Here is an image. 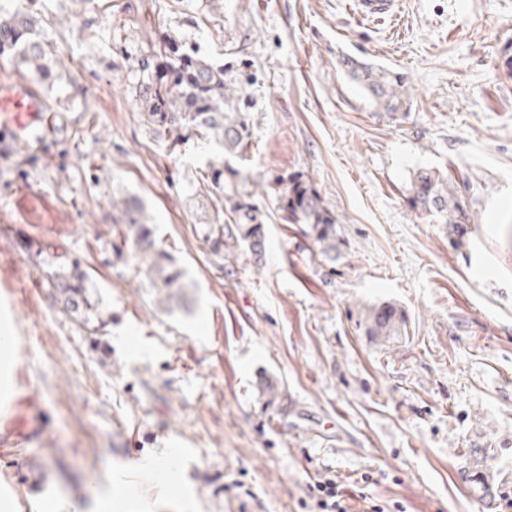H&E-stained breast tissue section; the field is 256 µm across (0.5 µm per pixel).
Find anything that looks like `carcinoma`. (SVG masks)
Wrapping results in <instances>:
<instances>
[{
  "label": "carcinoma",
  "instance_id": "obj_1",
  "mask_svg": "<svg viewBox=\"0 0 512 512\" xmlns=\"http://www.w3.org/2000/svg\"><path fill=\"white\" fill-rule=\"evenodd\" d=\"M36 21L29 10H19L12 17L0 20V55L13 52L40 73L49 70L50 49L34 37ZM165 60L145 68H153L137 87V97L153 130L167 137L169 148L179 145L181 130L191 127L202 138L218 140L224 154L246 159L252 142L248 113L234 104L239 88L226 78L224 67L204 56L180 50L177 44L162 52ZM345 74L356 81L376 108L395 114L408 99L404 76L387 66L366 62L348 54L339 58ZM207 186L224 193V169L210 164L202 175ZM285 199L283 220L289 224H304L307 234L329 262L334 263L345 247L336 224V217L322 204L321 197L302 180H289L282 191ZM411 204L426 217L448 225L450 234L463 237L460 229L471 223L470 212L451 185L438 171L421 168L413 174ZM229 221L208 224L202 230L203 240L211 255L224 258V246L231 240L235 247L247 249L259 257L265 250L264 225L258 223V208L246 200L228 198ZM112 210L120 219L112 225V234L123 243L148 257L146 272L156 300L169 306L183 296V273L173 264L169 254L160 248L152 231L144 222L139 203L132 199H112ZM35 265L41 273L42 286L60 304L63 314L79 320L96 331L94 320L97 304L89 291L87 274L72 263H59L54 257L35 252ZM365 335L383 346L405 334L407 319L404 312L390 303L375 304L364 314Z\"/></svg>",
  "mask_w": 512,
  "mask_h": 512
}]
</instances>
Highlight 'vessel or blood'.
<instances>
[{
	"mask_svg": "<svg viewBox=\"0 0 512 512\" xmlns=\"http://www.w3.org/2000/svg\"><path fill=\"white\" fill-rule=\"evenodd\" d=\"M49 110L45 99L28 81L0 84V127L10 132L13 140L38 137L48 122ZM462 478L475 498L489 497L494 489V474L478 461H470Z\"/></svg>",
	"mask_w": 512,
	"mask_h": 512,
	"instance_id": "1",
	"label": "vessel or blood"
}]
</instances>
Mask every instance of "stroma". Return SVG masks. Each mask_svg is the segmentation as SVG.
<instances>
[{
  "label": "stroma",
  "instance_id": "stroma-1",
  "mask_svg": "<svg viewBox=\"0 0 512 512\" xmlns=\"http://www.w3.org/2000/svg\"><path fill=\"white\" fill-rule=\"evenodd\" d=\"M349 2L37 0L50 78L0 57V79L31 82L53 112L41 139L0 140L10 512H308L329 469L407 512L512 500V0H400L393 24L359 21ZM163 39L242 78L246 160L155 138L135 89ZM343 53L403 74L404 110H376L339 70ZM220 162L261 213V262L242 248L216 258L201 237L224 218L199 188ZM420 168L468 203L461 244L411 207ZM297 174L337 219L335 265L279 218L273 180ZM116 198L141 204L182 270L180 304L157 306L138 257L114 262ZM40 248L89 273L98 332L42 287ZM381 301L408 318L384 346L363 327ZM476 448L500 483L491 507L461 481Z\"/></svg>",
  "mask_w": 512,
  "mask_h": 512
}]
</instances>
